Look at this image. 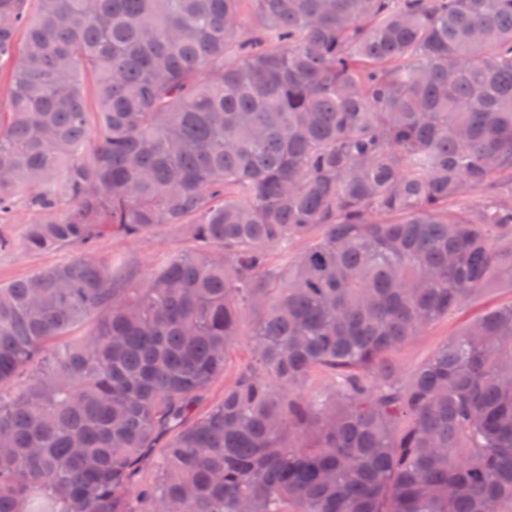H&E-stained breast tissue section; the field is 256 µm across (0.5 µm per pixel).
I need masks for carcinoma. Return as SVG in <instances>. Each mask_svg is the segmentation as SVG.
I'll return each mask as SVG.
<instances>
[{
  "label": "carcinoma",
  "mask_w": 512,
  "mask_h": 512,
  "mask_svg": "<svg viewBox=\"0 0 512 512\" xmlns=\"http://www.w3.org/2000/svg\"><path fill=\"white\" fill-rule=\"evenodd\" d=\"M14 55L20 247L197 248L0 284V512H512V302L394 359L512 289V0H0ZM192 248L187 227L180 226L151 232L136 240L105 233L97 240L92 255L100 260L121 258L123 264L117 268V274L142 280L163 254L185 253ZM509 297L510 295L490 291L470 306L457 310L450 314L448 318H443L434 323L421 336H417L405 345L397 354L402 367L406 372L413 371L420 364L427 361L435 350L459 331L467 321ZM250 336H242L230 353L224 376L216 380L208 389L204 399L199 405V413H203L210 406L219 402L224 397V388L230 386L240 368L245 366L250 359Z\"/></svg>",
  "instance_id": "1"
}]
</instances>
